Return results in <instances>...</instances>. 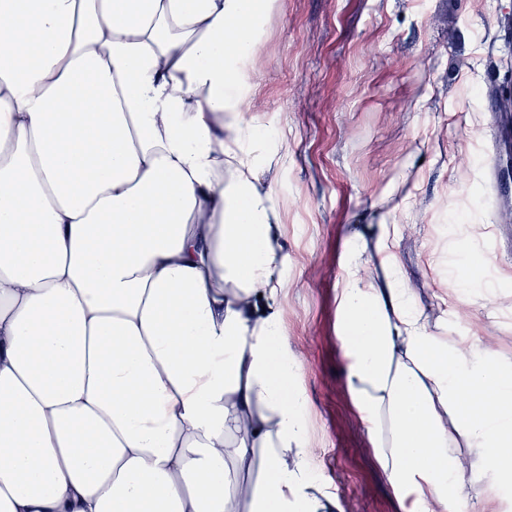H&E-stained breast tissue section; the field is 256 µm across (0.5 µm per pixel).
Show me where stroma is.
<instances>
[{
	"mask_svg": "<svg viewBox=\"0 0 512 512\" xmlns=\"http://www.w3.org/2000/svg\"><path fill=\"white\" fill-rule=\"evenodd\" d=\"M511 31L512 0H279L248 64L242 123L288 253L275 310L315 478L344 512H398L346 384L349 260L375 288L401 275L432 330L512 368V114L495 102ZM459 267L482 287L449 289Z\"/></svg>",
	"mask_w": 512,
	"mask_h": 512,
	"instance_id": "stroma-1",
	"label": "stroma"
}]
</instances>
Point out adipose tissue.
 Here are the masks:
<instances>
[{
    "label": "adipose tissue",
    "mask_w": 512,
    "mask_h": 512,
    "mask_svg": "<svg viewBox=\"0 0 512 512\" xmlns=\"http://www.w3.org/2000/svg\"><path fill=\"white\" fill-rule=\"evenodd\" d=\"M276 0H0V512H344L241 126ZM346 381L400 512L512 481V371L350 271Z\"/></svg>",
    "instance_id": "adipose-tissue-1"
}]
</instances>
